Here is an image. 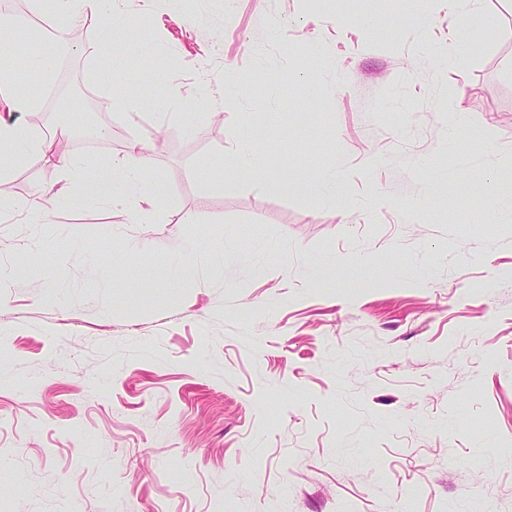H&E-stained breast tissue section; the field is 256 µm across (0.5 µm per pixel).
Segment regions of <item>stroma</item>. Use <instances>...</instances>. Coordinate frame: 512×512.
Wrapping results in <instances>:
<instances>
[{
  "mask_svg": "<svg viewBox=\"0 0 512 512\" xmlns=\"http://www.w3.org/2000/svg\"><path fill=\"white\" fill-rule=\"evenodd\" d=\"M121 8L52 77L99 136L20 56L38 106L0 105L93 163L0 149V512H512V0L478 27L445 0ZM1 15L42 48L33 0ZM456 97L480 145L449 143ZM134 139L145 223L92 191Z\"/></svg>",
  "mask_w": 512,
  "mask_h": 512,
  "instance_id": "obj_1",
  "label": "stroma"
}]
</instances>
